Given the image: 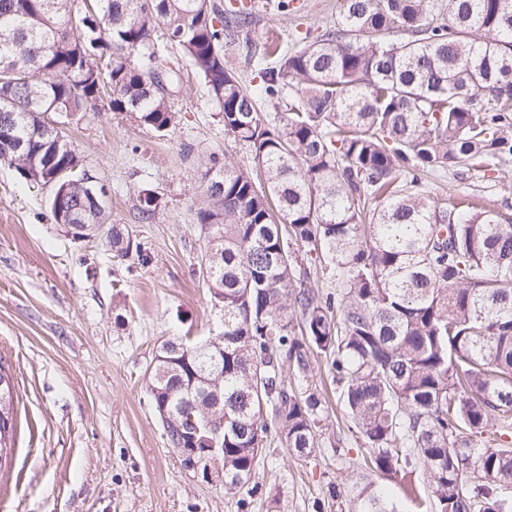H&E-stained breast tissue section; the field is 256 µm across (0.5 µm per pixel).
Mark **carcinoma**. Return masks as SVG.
I'll return each mask as SVG.
<instances>
[{
	"label": "carcinoma",
	"instance_id": "cac0c4a2",
	"mask_svg": "<svg viewBox=\"0 0 512 512\" xmlns=\"http://www.w3.org/2000/svg\"><path fill=\"white\" fill-rule=\"evenodd\" d=\"M252 22L245 4L215 0H0V159L59 186L75 223H105L104 187L61 176L85 169L49 115L94 112L108 87L112 111L167 130L180 69L158 65L166 39L264 177L206 170L201 264L224 308V356L185 338L190 356L155 365L147 392L166 409L167 445L205 447L196 430L211 422L224 492L245 512L268 441L315 451L326 399L286 384L281 366L305 379L319 353L365 465L401 477V497L368 481L347 512H406L420 469L434 512H512L499 497L512 446L473 440L512 428V224L472 202L440 205L423 181L512 160V0H341L335 28L267 44L249 88L224 45ZM261 101L287 111L264 115ZM300 250L329 261L336 292L307 286ZM112 251L150 262L116 226ZM15 398L0 365V454Z\"/></svg>",
	"mask_w": 512,
	"mask_h": 512
}]
</instances>
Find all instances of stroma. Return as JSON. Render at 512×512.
<instances>
[{"label":"stroma","mask_w":512,"mask_h":512,"mask_svg":"<svg viewBox=\"0 0 512 512\" xmlns=\"http://www.w3.org/2000/svg\"><path fill=\"white\" fill-rule=\"evenodd\" d=\"M252 3L253 24L224 48L246 82L268 30L285 43L319 35L335 25L339 0H292L285 12ZM180 75L176 121L164 132L106 103L62 126L105 187L108 224L140 244L149 264L113 257L103 232L73 239L53 218L50 188L19 181L0 160V364L20 399L15 445L0 454V512H237L235 496L182 467L146 391L165 340L223 332L224 310L198 273L204 173L214 160L255 168L193 69ZM426 181L436 201L476 198L512 219V161L491 182L444 171ZM145 190L159 198L149 215L139 207ZM350 424L334 396L310 456L272 440L250 512H340L333 485L348 491L371 479Z\"/></svg>","instance_id":"stroma-1"}]
</instances>
